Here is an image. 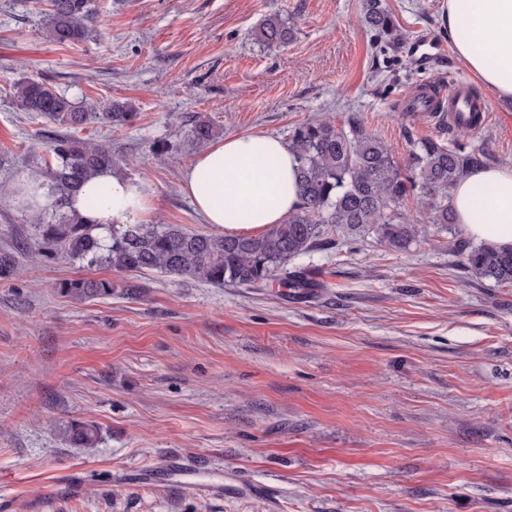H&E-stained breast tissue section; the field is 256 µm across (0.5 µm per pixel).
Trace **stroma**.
Wrapping results in <instances>:
<instances>
[{"label": "stroma", "mask_w": 512, "mask_h": 512, "mask_svg": "<svg viewBox=\"0 0 512 512\" xmlns=\"http://www.w3.org/2000/svg\"><path fill=\"white\" fill-rule=\"evenodd\" d=\"M363 3L94 0L88 37L61 45L43 33L46 0H0V249L19 262L0 280V500L14 512H512V286L468 271L463 225L427 224L404 251L326 229L295 261L316 284L298 298L39 260L5 194L61 131L17 109L26 77L80 105L131 103L133 124L77 137L153 186V223L198 233L214 228L180 179L200 116L220 139L286 140L353 118L401 160L439 136L512 166L511 100L487 96L473 131L398 109L415 84L479 87L453 50L427 62L410 47L446 45L444 0H383L393 45ZM274 14L294 38L269 49L255 32ZM79 277L112 280L111 295L60 293ZM74 421L98 427L95 447L65 441ZM172 457L203 463L202 490L138 479ZM232 472L268 496L226 493ZM364 23L379 37L390 42L398 41V28L392 14L383 7L379 0H367Z\"/></svg>", "instance_id": "1"}]
</instances>
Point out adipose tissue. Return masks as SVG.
<instances>
[{"mask_svg":"<svg viewBox=\"0 0 512 512\" xmlns=\"http://www.w3.org/2000/svg\"><path fill=\"white\" fill-rule=\"evenodd\" d=\"M444 27L458 61L480 86L512 100V0H445ZM181 186L203 223L225 234L279 224L299 203L298 162L287 143L268 134L213 142L184 168ZM88 224L126 229L149 223L152 186L112 171L88 179L70 202ZM456 221L474 238L512 247V166L471 170L453 189Z\"/></svg>","mask_w":512,"mask_h":512,"instance_id":"adipose-tissue-1","label":"adipose tissue"}]
</instances>
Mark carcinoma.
Instances as JSON below:
<instances>
[{
	"label": "carcinoma",
	"mask_w": 512,
	"mask_h": 512,
	"mask_svg": "<svg viewBox=\"0 0 512 512\" xmlns=\"http://www.w3.org/2000/svg\"><path fill=\"white\" fill-rule=\"evenodd\" d=\"M46 37L64 44L85 38L92 14L91 0H49ZM364 23L379 37L394 43L398 28L380 0H368ZM294 35L279 15L265 19L256 31L264 47L288 45ZM15 102L30 112L69 129L90 123L123 126L137 118L129 103L114 102L98 110L77 106L45 83L23 80L15 86ZM214 135L213 126L199 120L193 127L196 142L204 145ZM289 147L298 160L299 206L283 223L271 224L258 235L196 233L180 224H137L124 232L112 230L107 239L68 210L69 200L89 177L114 165L109 144L70 135L51 141L52 161L28 173L50 183L53 200L48 209L24 214L33 230L37 254L49 258L63 252L89 266H107L120 272L159 271L174 277L217 285L262 291L277 284L283 293L308 294L315 284L301 267L291 262L310 251L332 224L348 234L376 230L384 247L403 250L425 231L410 223L401 211L407 196L417 191L432 201L429 222L455 223L451 191L477 164L475 150L451 147L438 137H423L409 156L398 160L383 140L352 120L343 127L319 121L297 127ZM465 266L476 276L498 285L512 286V247L487 243L468 246ZM16 259L0 250V279L15 272ZM72 297L109 296L112 281L77 278L60 284ZM63 437L72 446L91 448L99 438L93 424L73 422Z\"/></svg>",
	"instance_id": "carcinoma-1"
}]
</instances>
